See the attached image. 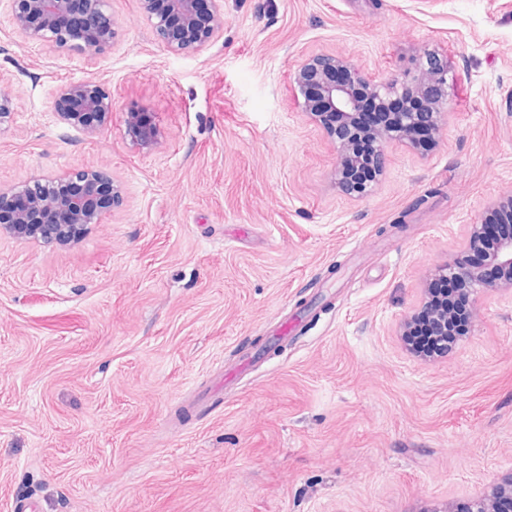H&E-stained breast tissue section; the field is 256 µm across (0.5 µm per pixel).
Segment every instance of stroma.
I'll return each instance as SVG.
<instances>
[{"mask_svg":"<svg viewBox=\"0 0 512 512\" xmlns=\"http://www.w3.org/2000/svg\"><path fill=\"white\" fill-rule=\"evenodd\" d=\"M169 53L138 0L100 52L27 41L0 0V184L122 187L64 245L0 237V512H443L512 475V294L445 356L399 324L466 225L512 193V0H223ZM448 63L435 144L385 147L365 197L290 78L317 54L383 82ZM112 96L95 134L60 89ZM152 113L150 150L125 112ZM112 109L111 95L93 82L69 84L56 100V113L63 122L91 134L107 122ZM88 116L95 119L87 122Z\"/></svg>","mask_w":512,"mask_h":512,"instance_id":"stroma-1","label":"stroma"}]
</instances>
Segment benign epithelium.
I'll return each instance as SVG.
<instances>
[{"instance_id":"1","label":"benign epithelium","mask_w":512,"mask_h":512,"mask_svg":"<svg viewBox=\"0 0 512 512\" xmlns=\"http://www.w3.org/2000/svg\"><path fill=\"white\" fill-rule=\"evenodd\" d=\"M139 8L172 54L199 48L224 27L222 0H139ZM13 17L19 33L31 42L57 46L70 43L85 52L104 49L115 34L110 0H14ZM424 58L415 70L394 75L383 83L372 81L349 60L336 55L311 56L294 71L292 81L303 98L305 112L320 120L312 101L316 96L319 104L337 118L333 131L338 152L336 181L346 192L364 196L372 191L384 167L385 144L397 141L415 148L422 126L439 130L448 107V64L434 53L427 52ZM362 90L385 107L399 99L401 111L383 112L378 124L362 129ZM112 109L111 95L93 82L69 84L56 100V113L63 122L91 134L107 122ZM124 123L126 135L139 148L149 150L158 143L160 130L150 113L130 109L125 112ZM365 136L377 143L370 164L373 175L366 182L349 176L365 164L355 153L356 138ZM119 193L120 186L96 170L72 171L50 179L34 177L21 186H0V198L20 197L13 213L5 216L0 211V234L47 245L65 243L86 225L99 223ZM506 207L512 208V194L489 203L480 222L467 225L462 243L467 254L484 253L486 263L498 270L499 278L489 281L480 267L461 260L438 268L435 276L453 277L460 291L473 298L480 292H512V224L504 225L494 242L489 244L484 238L485 224ZM420 311L428 314L436 331L448 334V305L432 302L428 288ZM504 499L512 502V481L471 499L469 512H512V506L502 509Z\"/></svg>"}]
</instances>
